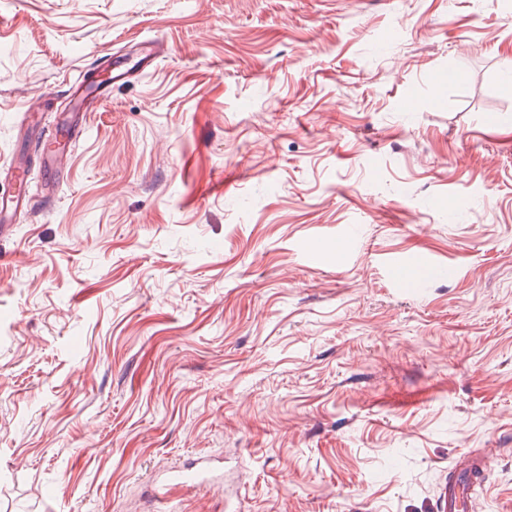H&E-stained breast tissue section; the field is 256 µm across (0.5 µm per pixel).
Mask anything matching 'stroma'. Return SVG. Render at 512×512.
Returning a JSON list of instances; mask_svg holds the SVG:
<instances>
[{
	"mask_svg": "<svg viewBox=\"0 0 512 512\" xmlns=\"http://www.w3.org/2000/svg\"><path fill=\"white\" fill-rule=\"evenodd\" d=\"M149 40L0 230V512H512V0H0V188ZM156 51L144 43L135 56L127 55L121 61H115L109 70L108 85H102L95 70L86 71L74 84L68 103L60 112L63 126L74 130L80 125L83 113L87 110V101L94 97L101 102L108 90L115 85L129 82L136 75L150 69L156 61ZM495 460L481 450L459 455L448 468V476L436 497L438 512H475L478 499L473 496L477 485L484 486Z\"/></svg>",
	"mask_w": 512,
	"mask_h": 512,
	"instance_id": "35a3bbf8",
	"label": "stroma"
}]
</instances>
